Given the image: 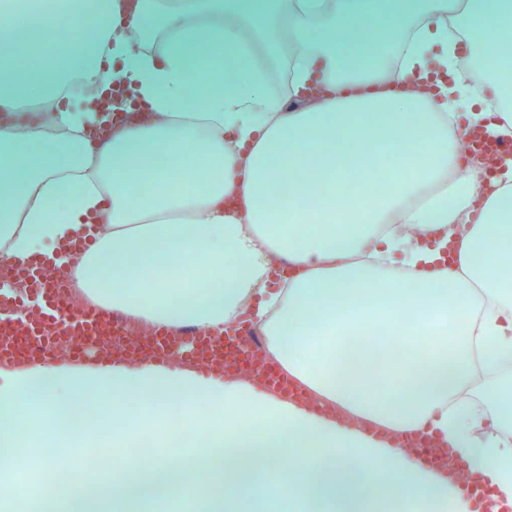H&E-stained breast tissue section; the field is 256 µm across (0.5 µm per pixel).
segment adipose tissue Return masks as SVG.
Listing matches in <instances>:
<instances>
[{
	"instance_id": "adipose-tissue-1",
	"label": "adipose tissue",
	"mask_w": 512,
	"mask_h": 512,
	"mask_svg": "<svg viewBox=\"0 0 512 512\" xmlns=\"http://www.w3.org/2000/svg\"><path fill=\"white\" fill-rule=\"evenodd\" d=\"M19 2L0 0V259L49 257L139 324L221 332L249 312L325 410L188 364L43 358L0 367V422L22 438L37 412L65 440L89 405L117 426L109 458L137 407L177 399L224 417L213 449L176 453L192 512H473L405 453L426 433L507 512L512 385L491 373L512 364V172L488 180L460 141L466 125L512 134V0H37L24 25ZM79 79L151 119L92 142ZM90 224L88 251L59 252ZM371 316L394 344L367 336L348 357ZM170 454L159 440L106 485L77 468L41 498L152 512L166 488L132 483L165 477Z\"/></svg>"
}]
</instances>
